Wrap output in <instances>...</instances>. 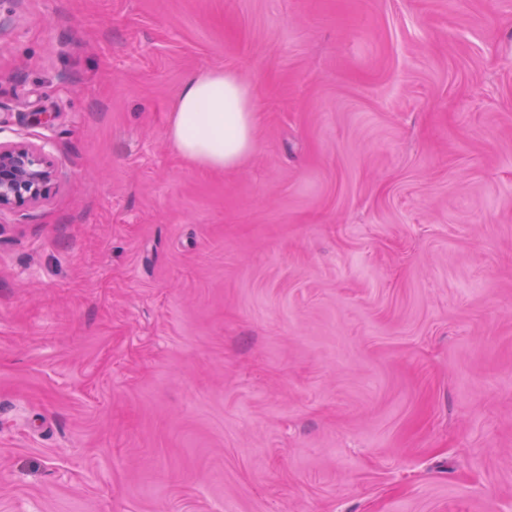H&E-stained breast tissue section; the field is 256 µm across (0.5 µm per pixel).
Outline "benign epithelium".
<instances>
[{
  "label": "benign epithelium",
  "instance_id": "benign-epithelium-1",
  "mask_svg": "<svg viewBox=\"0 0 512 512\" xmlns=\"http://www.w3.org/2000/svg\"><path fill=\"white\" fill-rule=\"evenodd\" d=\"M53 177L47 144L0 141V211L40 202L49 194Z\"/></svg>",
  "mask_w": 512,
  "mask_h": 512
}]
</instances>
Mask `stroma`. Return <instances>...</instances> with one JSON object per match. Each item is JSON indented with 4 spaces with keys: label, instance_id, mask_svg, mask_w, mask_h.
I'll return each instance as SVG.
<instances>
[{
    "label": "stroma",
    "instance_id": "obj_1",
    "mask_svg": "<svg viewBox=\"0 0 512 512\" xmlns=\"http://www.w3.org/2000/svg\"><path fill=\"white\" fill-rule=\"evenodd\" d=\"M0 140V512H512V0H0ZM258 123L249 81L237 70L210 68L183 81L166 135L191 166L224 171L252 154ZM47 146L0 141V212L36 204L49 194L54 173Z\"/></svg>",
    "mask_w": 512,
    "mask_h": 512
}]
</instances>
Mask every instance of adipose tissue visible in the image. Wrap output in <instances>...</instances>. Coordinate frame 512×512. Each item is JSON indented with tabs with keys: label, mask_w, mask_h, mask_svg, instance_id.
Here are the masks:
<instances>
[{
	"label": "adipose tissue",
	"mask_w": 512,
	"mask_h": 512,
	"mask_svg": "<svg viewBox=\"0 0 512 512\" xmlns=\"http://www.w3.org/2000/svg\"><path fill=\"white\" fill-rule=\"evenodd\" d=\"M258 123L249 81L239 71L210 68L183 81L166 135L191 166L224 171L252 154Z\"/></svg>",
	"instance_id": "ef3b65f1"
}]
</instances>
